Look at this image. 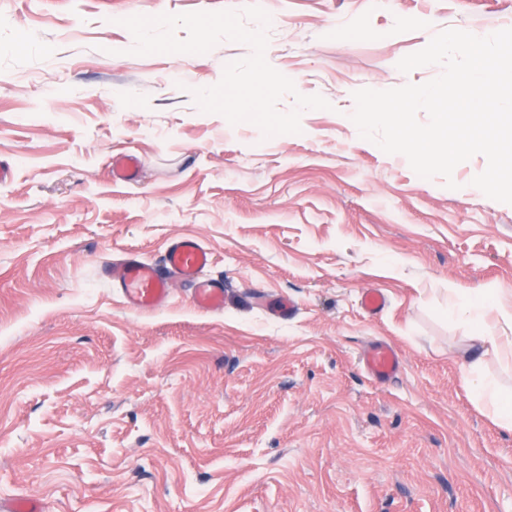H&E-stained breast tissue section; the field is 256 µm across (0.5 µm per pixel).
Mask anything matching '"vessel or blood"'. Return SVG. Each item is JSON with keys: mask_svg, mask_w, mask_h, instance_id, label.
I'll use <instances>...</instances> for the list:
<instances>
[{"mask_svg": "<svg viewBox=\"0 0 512 512\" xmlns=\"http://www.w3.org/2000/svg\"><path fill=\"white\" fill-rule=\"evenodd\" d=\"M214 258L199 240L183 237L173 240L165 250L162 264L143 260L130 253L112 264L107 274L120 289L125 304L137 311H152L166 305L170 282L179 279L193 287L192 302L202 312L224 309V284L210 275ZM361 364L366 374L379 382L394 379L401 371L397 351L378 343L363 354Z\"/></svg>", "mask_w": 512, "mask_h": 512, "instance_id": "vessel-or-blood-1", "label": "vessel or blood"}]
</instances>
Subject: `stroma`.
I'll use <instances>...</instances> for the list:
<instances>
[{
  "label": "stroma",
  "mask_w": 512,
  "mask_h": 512,
  "mask_svg": "<svg viewBox=\"0 0 512 512\" xmlns=\"http://www.w3.org/2000/svg\"><path fill=\"white\" fill-rule=\"evenodd\" d=\"M249 0H0V500L44 512H512V429L464 375L460 293L512 305V205L360 137L353 92L421 84L445 28H512V0H257L266 59L326 110L263 139L201 112L248 46L135 56L132 15ZM141 160L113 180V156ZM193 236L224 311H157L102 279ZM386 297L368 316L360 296ZM289 302L291 315L272 313ZM393 346L378 383L363 348ZM361 364L366 374L379 382L394 379L401 372V361L397 351L390 345L378 343L363 354Z\"/></svg>",
  "instance_id": "stroma-1"
}]
</instances>
